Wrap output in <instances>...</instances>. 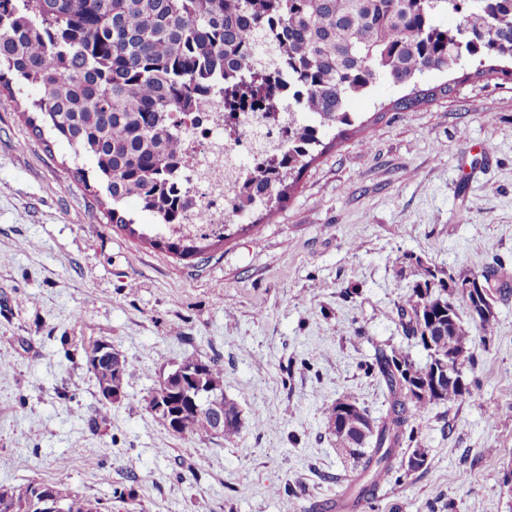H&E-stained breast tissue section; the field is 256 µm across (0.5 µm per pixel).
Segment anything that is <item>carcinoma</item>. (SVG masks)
I'll return each mask as SVG.
<instances>
[{
    "label": "carcinoma",
    "instance_id": "cac0c4a2",
    "mask_svg": "<svg viewBox=\"0 0 512 512\" xmlns=\"http://www.w3.org/2000/svg\"><path fill=\"white\" fill-rule=\"evenodd\" d=\"M460 13L454 29L443 16ZM288 66L295 86L288 107V147L276 148L255 131L251 153L231 156L225 166L244 171L263 157L228 200L231 212L247 210L252 230L286 203L317 148L336 143L353 125L350 103L378 83L410 84L390 102L409 110L452 90V82L424 85L432 72L473 64L474 78H512V0H0V92L10 101L27 97V122L66 142L75 156L90 158L98 184L112 200L107 216L136 234L122 205L139 199L160 210L162 224H183L192 205L189 179L180 175L188 113L212 79L224 102V140L238 135V114L260 118L282 110L279 80L271 68ZM317 113L327 130L308 132L293 144L294 124ZM331 136L329 142L324 137ZM228 225L200 231L194 226L156 233L150 242L179 257L204 252L203 242L224 240ZM422 270L397 307L403 334L427 352L415 362L401 350L380 352L370 372L385 384L389 409L371 419L356 401L339 415L337 403L323 414L336 437V453L354 461L359 476H390L398 449L413 442L412 422L429 406L454 404L469 393L463 368L474 364L475 340L463 327L472 296L455 288L469 276L438 265ZM198 383L222 396L224 439L239 435L237 404L224 396V368L194 356ZM97 385L107 382L118 399L129 374L127 362L108 359ZM193 389L175 394L168 426L180 436L204 441L216 410L198 408ZM36 482L0 490L14 512H29ZM64 512H100L92 501L68 495Z\"/></svg>",
    "mask_w": 512,
    "mask_h": 512
}]
</instances>
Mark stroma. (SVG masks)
Segmentation results:
<instances>
[{
  "instance_id": "stroma-1",
  "label": "stroma",
  "mask_w": 512,
  "mask_h": 512,
  "mask_svg": "<svg viewBox=\"0 0 512 512\" xmlns=\"http://www.w3.org/2000/svg\"><path fill=\"white\" fill-rule=\"evenodd\" d=\"M91 161L0 103V487L51 481L101 512H307L346 489L324 403L384 415L376 348L425 360L396 304L413 255L497 265L496 325L471 393L414 423L427 469H394L363 512H512V81L456 84L318 157L257 234L182 260L112 224ZM128 362L105 401L87 353ZM218 359L242 429L173 433L148 410L185 356Z\"/></svg>"
}]
</instances>
